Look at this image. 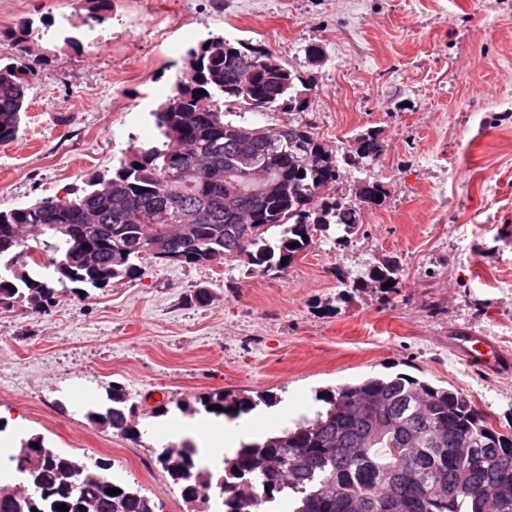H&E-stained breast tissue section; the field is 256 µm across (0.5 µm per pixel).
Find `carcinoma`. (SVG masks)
Returning a JSON list of instances; mask_svg holds the SVG:
<instances>
[{
  "label": "carcinoma",
  "mask_w": 512,
  "mask_h": 512,
  "mask_svg": "<svg viewBox=\"0 0 512 512\" xmlns=\"http://www.w3.org/2000/svg\"><path fill=\"white\" fill-rule=\"evenodd\" d=\"M85 3V23H103L110 0ZM31 35L27 26L0 30L23 59L0 64L1 143L17 138L26 112ZM308 91L260 44L217 36L190 48L171 95L152 112L161 145H130L129 158L90 178L80 194L0 210V309L41 310L69 283L105 288L134 275L156 242L180 264L243 258L247 272L260 275L288 269L333 223L341 239L355 234L361 210L381 206L386 188L370 181L351 201L324 198L340 169L312 127L288 122L281 133L240 147L242 130L258 126L257 116L301 112ZM226 108L238 110L241 121L224 120ZM379 135L373 128L357 133L353 158H379ZM251 170L268 175L265 191L241 185ZM108 184L120 197L103 192ZM85 244L95 261H69ZM400 279L398 263L388 259L353 287H395ZM107 400L88 419L138 437L126 389L112 385ZM317 400L324 407L314 417L242 444L216 480L196 467L187 443L162 450L157 462L186 503L214 498L219 512H264L277 498L291 512H512V437L463 391L397 374L343 384ZM198 403L207 413L236 417L274 400L215 391ZM8 467L22 478L16 485L0 479V512H58L62 504L68 512H162L140 487L113 481L109 461L87 466L37 434L20 441Z\"/></svg>",
  "instance_id": "obj_1"
}]
</instances>
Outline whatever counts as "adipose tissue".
<instances>
[{
  "instance_id": "adipose-tissue-1",
  "label": "adipose tissue",
  "mask_w": 512,
  "mask_h": 512,
  "mask_svg": "<svg viewBox=\"0 0 512 512\" xmlns=\"http://www.w3.org/2000/svg\"><path fill=\"white\" fill-rule=\"evenodd\" d=\"M250 433V420L245 415L232 420L222 416L198 417L172 426L170 438L191 440L198 450V462L212 467L220 464L224 457L233 456L240 439Z\"/></svg>"
}]
</instances>
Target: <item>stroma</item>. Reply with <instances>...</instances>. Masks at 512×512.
<instances>
[{"mask_svg":"<svg viewBox=\"0 0 512 512\" xmlns=\"http://www.w3.org/2000/svg\"><path fill=\"white\" fill-rule=\"evenodd\" d=\"M84 0H11L0 28L32 23L38 63L17 138L0 143V209L83 189L130 143L156 140L186 51L212 34L258 43L310 85L301 112L261 124L311 125L341 160L355 134L382 155L343 164L327 196L378 180L387 196L348 241L335 230L285 272L245 264H161L42 312L0 309V416L86 463L106 459L163 512H188L156 457L183 402L217 389L290 399L368 375L406 374L465 392L512 431V374L458 359L453 332L512 353V0H111L84 25ZM398 260L397 288L356 287ZM208 288L210 305L192 300ZM137 406L139 436L90 423L112 385ZM379 135L380 132L375 128H368L356 134L358 138L353 154V162H356V158L376 160L381 156L384 146Z\"/></svg>","mask_w":512,"mask_h":512,"instance_id":"obj_1","label":"stroma"}]
</instances>
